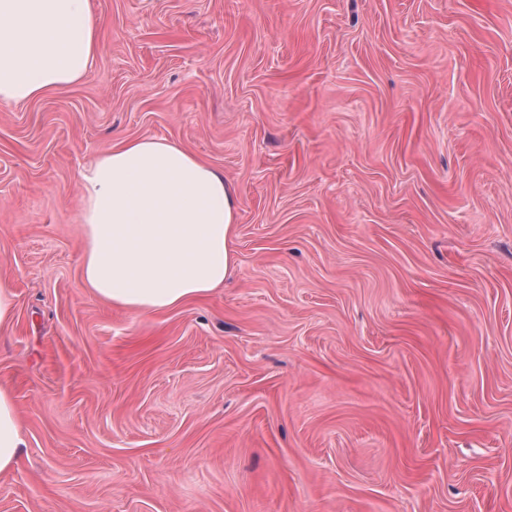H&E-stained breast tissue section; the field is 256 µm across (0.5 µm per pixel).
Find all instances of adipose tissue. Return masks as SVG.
I'll return each instance as SVG.
<instances>
[{"instance_id": "adipose-tissue-1", "label": "adipose tissue", "mask_w": 512, "mask_h": 512, "mask_svg": "<svg viewBox=\"0 0 512 512\" xmlns=\"http://www.w3.org/2000/svg\"><path fill=\"white\" fill-rule=\"evenodd\" d=\"M90 0H0V105L80 81L98 50ZM82 288L158 313L221 287L235 266L238 193L177 143L127 139L79 173ZM27 442L12 390L0 385V475L17 471Z\"/></svg>"}]
</instances>
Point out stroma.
Wrapping results in <instances>:
<instances>
[{
	"mask_svg": "<svg viewBox=\"0 0 512 512\" xmlns=\"http://www.w3.org/2000/svg\"><path fill=\"white\" fill-rule=\"evenodd\" d=\"M0 107V512H512V0H90ZM165 138L239 195L223 288L80 286L78 175ZM27 442L12 390L0 385V475L19 468Z\"/></svg>",
	"mask_w": 512,
	"mask_h": 512,
	"instance_id": "stroma-1",
	"label": "stroma"
}]
</instances>
